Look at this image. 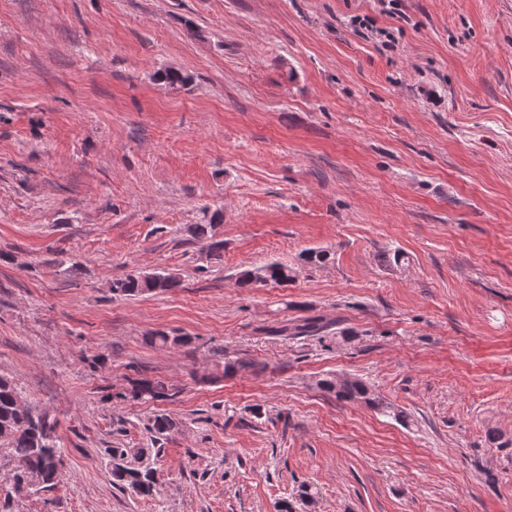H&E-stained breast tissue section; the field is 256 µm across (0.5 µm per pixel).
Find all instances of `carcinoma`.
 Segmentation results:
<instances>
[{
  "mask_svg": "<svg viewBox=\"0 0 512 512\" xmlns=\"http://www.w3.org/2000/svg\"><path fill=\"white\" fill-rule=\"evenodd\" d=\"M157 79L170 87H182L190 78L179 71L165 69L157 73ZM189 232L194 242L203 244L210 256L221 259L224 242L215 240V225L193 224ZM288 267L272 262L264 266L240 272L238 282L243 286L286 284L290 280ZM179 286V280L171 273L160 271L147 278L138 273L128 274L112 281V295L133 297L143 293H164ZM322 319L309 317L286 323L274 331L277 336L288 338L319 336L326 332ZM151 345L166 348L188 349L193 337L181 333L159 331L146 337ZM316 386L331 393L340 402L362 403L369 408L406 424L409 416L387 401L367 382L358 377L336 383V377L322 378ZM133 399L144 404L169 396L168 386L159 379L140 378L131 388ZM0 440L9 450V456L18 469V475L37 479L38 490L49 491L59 482L58 471L62 467V452L58 448L53 429L47 420L35 414L28 405L20 404V393L15 381L0 375ZM112 476L117 485L129 488L137 485L136 493L151 496L157 492L154 470L148 466L130 467L123 463L114 466Z\"/></svg>",
  "mask_w": 512,
  "mask_h": 512,
  "instance_id": "cac0c4a2",
  "label": "carcinoma"
}]
</instances>
